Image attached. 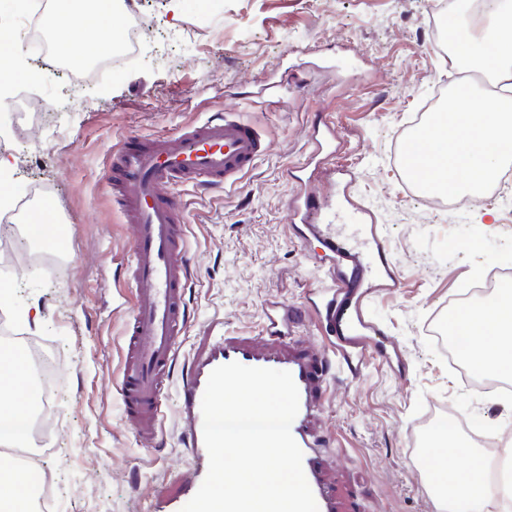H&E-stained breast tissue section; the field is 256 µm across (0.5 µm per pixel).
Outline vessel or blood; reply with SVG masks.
<instances>
[{"label":"vessel or blood","instance_id":"obj_1","mask_svg":"<svg viewBox=\"0 0 512 512\" xmlns=\"http://www.w3.org/2000/svg\"><path fill=\"white\" fill-rule=\"evenodd\" d=\"M259 132L228 114L185 127L172 136L143 140L125 138L112 165V192L134 229L131 258L124 271L133 288V304L125 331L124 366L118 393L126 418L141 446H156L161 432L163 406L169 390H176L183 445L191 463V477L182 499L168 512H180L192 498L208 470L203 442L201 401L211 371L237 362L248 367L289 371L299 391V412L292 435L303 452V469L319 512H338L336 486L327 474L314 425L322 410L319 392L330 368L356 374L367 352L382 350L385 338L368 316L371 279L396 287L398 281L386 264V246L373 224H353L329 232L317 221L322 203L305 195L290 203L291 216L301 224V241L316 240L323 247L328 288L317 294L316 316L327 341L321 358L294 347L288 336L306 317L304 308L281 302L264 311L267 345L242 336L214 340L194 355L181 383L172 384L170 370L179 355L180 339L188 327L185 288L188 248L179 197L159 196L161 185L191 184L209 188L234 185L264 153ZM27 224L47 229L58 247H66L68 227L58 221L48 196H41L24 214ZM16 395L32 387L28 359L16 350L9 372Z\"/></svg>","mask_w":512,"mask_h":512}]
</instances>
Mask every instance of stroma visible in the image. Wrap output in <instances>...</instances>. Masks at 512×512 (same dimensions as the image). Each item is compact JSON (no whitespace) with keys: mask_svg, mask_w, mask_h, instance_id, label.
<instances>
[{"mask_svg":"<svg viewBox=\"0 0 512 512\" xmlns=\"http://www.w3.org/2000/svg\"><path fill=\"white\" fill-rule=\"evenodd\" d=\"M133 0L147 35L118 70L78 86L37 60L17 13L0 6V29L15 34V79L0 83L16 111L0 116V179L11 199L42 189L70 227L63 273L0 278L5 304L27 335L60 357L64 390L52 425L58 448L41 471L58 484L60 512H147L180 493L190 475L178 402L169 398L160 443L140 447L123 415L120 380L130 314L123 288L133 230L112 201V156L130 135L170 136L221 112L257 128L266 150L227 189L176 188L189 245L190 315L171 370L180 380L194 354L223 336H261L265 304L308 307L297 346L322 351L314 292L324 284L321 247L299 242L287 201L313 193L372 215L401 277L368 305L404 354L401 374L367 359L357 378L328 381L317 428L348 512H438L410 442L420 413L440 398L463 417L512 425V397L491 400L448 371L428 323L488 264L512 249L501 230L512 200L465 195L437 214L407 198L390 157L423 106L455 79L436 50L430 0ZM42 105L37 120L18 114ZM333 124V147L315 151L314 126ZM319 177L296 180L297 167Z\"/></svg>","mask_w":512,"mask_h":512,"instance_id":"obj_1","label":"stroma"}]
</instances>
